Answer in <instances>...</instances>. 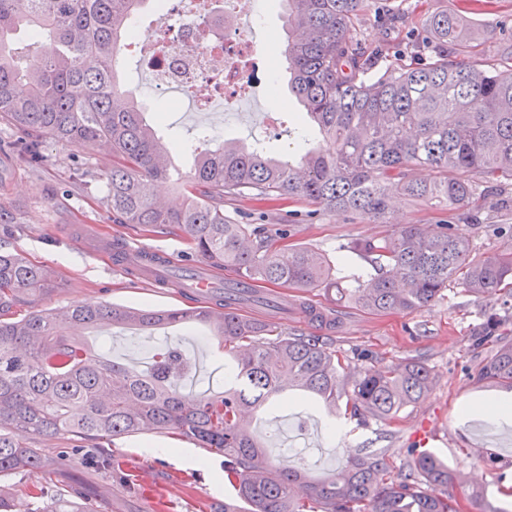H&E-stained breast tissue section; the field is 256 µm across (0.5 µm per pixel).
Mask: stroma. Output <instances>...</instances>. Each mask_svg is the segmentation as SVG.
Returning <instances> with one entry per match:
<instances>
[{
    "mask_svg": "<svg viewBox=\"0 0 512 512\" xmlns=\"http://www.w3.org/2000/svg\"><path fill=\"white\" fill-rule=\"evenodd\" d=\"M250 9L258 18L250 29L255 53L270 58L274 68L270 84L249 91L240 111L212 116L188 102L160 111L139 51L125 49L120 54L122 91L133 94L146 114L162 112L157 134L182 174L191 171L192 152L203 136L214 145L227 139L247 144L260 136L269 149L282 155L303 148L291 135L299 107L288 90L281 36L283 4L281 0H251ZM442 9L463 15L477 26L480 46L471 57L473 63L484 67L499 62L502 49L512 44V0H370L369 8L358 18L357 29L366 42L386 48L387 61L422 63L429 57L423 48L428 41L424 19L431 11ZM397 11L404 13L405 21L400 29L393 30L387 18ZM273 97L279 99V107H270ZM111 162V155L101 149L50 139L45 142L44 162L38 168L15 165L0 153V203L14 208L21 221L10 247L31 262L49 267L59 282L55 292L36 301V309L74 304L153 309L202 305V298L188 295L179 284L188 260L195 257L182 236L112 221L100 178ZM496 199L495 193H486L478 206L471 208L469 220L460 223L474 253L512 245V238L498 230L499 225H512V206H499ZM392 207L390 223L370 224L348 213L314 214L308 206L288 199L263 203L243 197L224 203L225 213L242 223L268 229L287 225L288 247H308L325 254L335 262L337 276L345 278L369 267L366 259L346 252L349 242L384 236L396 224H440L450 218L446 210L402 197L394 198ZM110 239L169 254L175 262L171 281L147 283L138 271L116 265L111 253L99 248L101 242ZM291 296L337 310L340 323L333 334L334 347L353 367L415 358L431 369L434 380L427 394L391 424L371 417H334L318 402L284 390L273 409L261 411L253 419L255 432L264 439L274 465L305 468L323 476L353 455L382 451L391 467L399 469L407 463L413 431L427 424L439 435L436 454L467 476L466 484L451 488V495L463 501L471 488L479 487L491 505L512 512V495L498 491L499 472H512V423L476 417L464 420L459 415L462 403L512 397V390L478 376L481 356L472 349L473 341L484 331L487 315L512 309L511 294L500 291L477 299L454 282L442 299L426 309L381 314L362 310L347 299L329 300L320 288L295 289ZM100 332L107 338L113 361L134 368L149 362L164 340L178 344L197 375L196 380L184 382L188 393L200 392L202 379L230 363L218 339L200 324L138 333L104 326ZM150 443L180 447L206 460L208 467L198 470L171 457L144 453V446ZM105 450L121 463L125 473L137 476L141 484L137 493H124L111 473L87 469L80 458L73 457L50 475L17 472L0 477V495L24 503L33 485L39 483L79 486L85 498L100 504L104 512H152L149 499L156 495L162 496L165 512H222L225 499L233 495L232 486L222 479L223 456L205 452L180 437L155 434L117 438ZM490 452L497 458L493 467L486 462Z\"/></svg>",
    "mask_w": 512,
    "mask_h": 512,
    "instance_id": "1",
    "label": "stroma"
}]
</instances>
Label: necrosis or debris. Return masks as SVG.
I'll list each match as a JSON object with an SVG mask.
<instances>
[{"label":"necrosis or debris","mask_w":512,"mask_h":512,"mask_svg":"<svg viewBox=\"0 0 512 512\" xmlns=\"http://www.w3.org/2000/svg\"><path fill=\"white\" fill-rule=\"evenodd\" d=\"M181 2L154 0L162 29L147 44L135 35L126 43L139 45L156 92L175 89L200 105L234 111L242 92L268 74L267 63L253 54L241 0H213L203 14L181 10Z\"/></svg>","instance_id":"necrosis-or-debris-1"}]
</instances>
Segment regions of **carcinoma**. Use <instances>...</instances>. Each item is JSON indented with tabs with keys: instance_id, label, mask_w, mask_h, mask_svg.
Wrapping results in <instances>:
<instances>
[{
	"instance_id": "carcinoma-1",
	"label": "carcinoma",
	"mask_w": 512,
	"mask_h": 512,
	"mask_svg": "<svg viewBox=\"0 0 512 512\" xmlns=\"http://www.w3.org/2000/svg\"><path fill=\"white\" fill-rule=\"evenodd\" d=\"M151 0H0V122L25 133L7 146L27 167L44 161L43 143L80 141L112 155L102 173L106 206L125 224L177 229L193 252L215 269L233 270L256 294L260 284L322 288L373 313L418 312L455 280L474 297L512 286V247L476 256L457 224H400L392 233L357 239L350 252L372 271L345 286L333 263L306 247L277 250L288 238L278 227L253 242L252 225L224 214V200L283 199L322 212L343 211L388 223L391 194L436 201L455 211L478 196L480 184L512 181V66L481 69L470 62L475 31L446 10L427 18L432 44L419 67L386 65L383 50L362 41L355 19L369 0H283L288 88L322 143L293 159L227 140L195 154L178 209L163 206L155 185L175 180L161 166L167 147L131 98L121 99L117 54L134 8ZM48 38L36 70L22 62ZM425 167L429 181L415 177ZM53 272L0 245V477L44 471L45 440L68 435L71 452L94 470H110L121 487L134 485L114 460L96 452L104 440L174 434L224 454L235 491L224 512H458L448 495L455 471L440 458L408 449L393 471L385 453H364L333 473L257 467L262 445L248 417L288 387L315 395L331 413L341 409L397 420L430 389L433 375L418 359L352 371L330 344L290 335L227 311L212 323L204 310L155 311L121 306H66L18 315L34 297L54 290ZM506 315L490 313L485 338L494 353L480 376L512 388V340L497 335ZM100 324L126 330L204 324L234 366L226 385L197 395L178 382L193 364L176 345L158 348L149 370L120 367L74 329ZM32 492L28 512H103L61 494L43 502Z\"/></svg>"
}]
</instances>
